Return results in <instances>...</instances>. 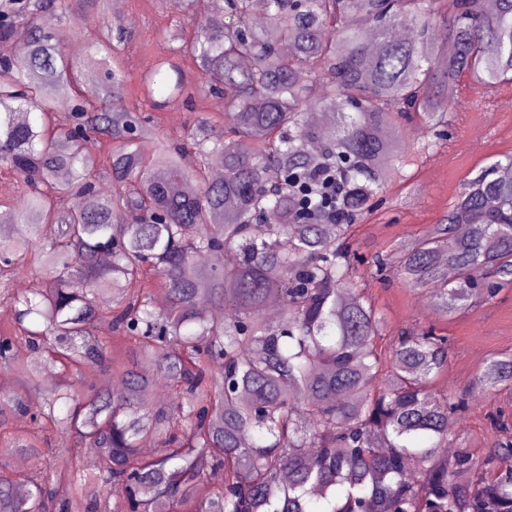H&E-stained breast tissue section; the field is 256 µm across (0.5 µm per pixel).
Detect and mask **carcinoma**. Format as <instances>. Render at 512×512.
<instances>
[{
	"instance_id": "obj_1",
	"label": "carcinoma",
	"mask_w": 512,
	"mask_h": 512,
	"mask_svg": "<svg viewBox=\"0 0 512 512\" xmlns=\"http://www.w3.org/2000/svg\"><path fill=\"white\" fill-rule=\"evenodd\" d=\"M212 4L231 22L165 35L173 46L141 76L155 110L167 89L224 99L172 145L154 115L123 104L124 31L109 0H0V41L26 48L0 59V168L24 196L19 208L0 199V301L14 309L0 323V361L18 378L0 395V443L36 460L23 497L0 462V512H512V434L483 461L448 457L469 409L432 390L448 337L420 327L380 348L383 318L349 245L408 162L404 133L427 130L419 152L448 137V86L512 83V0L492 13L484 0ZM77 6L103 26L76 33L70 53L39 20L73 27ZM404 23L413 38L391 39ZM84 66L104 71L95 97L81 94ZM315 108L338 118L318 128ZM216 167L224 180L210 177ZM103 173L119 187L104 188ZM460 224L469 234L449 250ZM226 250L231 267L196 262ZM372 264L396 265L439 316L492 302L512 288V181L469 180L440 223ZM23 271L43 286L15 295ZM202 297L231 315L209 318ZM25 348L58 374L36 402L24 392L42 370ZM86 368L122 391L85 382ZM155 370L171 387L166 404L153 397ZM476 384L512 391V354L488 359ZM53 433L73 445L42 449ZM148 438L157 448L145 458ZM85 452L103 463L93 479Z\"/></svg>"
}]
</instances>
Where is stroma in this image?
Instances as JSON below:
<instances>
[{"instance_id": "obj_1", "label": "stroma", "mask_w": 512, "mask_h": 512, "mask_svg": "<svg viewBox=\"0 0 512 512\" xmlns=\"http://www.w3.org/2000/svg\"><path fill=\"white\" fill-rule=\"evenodd\" d=\"M120 20L128 31L125 64L130 79L124 100L147 112L152 109L140 91V77L166 51L162 30L182 24L184 13L173 10L169 0H122ZM452 93L447 141L395 171L379 204L356 224L355 240L365 255L390 249L400 238L423 234L447 214L467 180L499 156L512 154V84L483 93L463 81L453 86ZM218 103L215 97L193 103L182 96L169 99L156 112L161 135L172 142L184 141L189 123L199 113L217 111ZM361 286L384 318L385 341L406 329L429 325L448 336V366L433 389L442 395L468 393L471 407L462 414L461 427L450 443L485 455L499 438L489 414L499 408L512 412V398L476 388L474 377L489 355L512 352V288L489 304L444 320L424 309V293L404 286L392 271L365 274Z\"/></svg>"}]
</instances>
